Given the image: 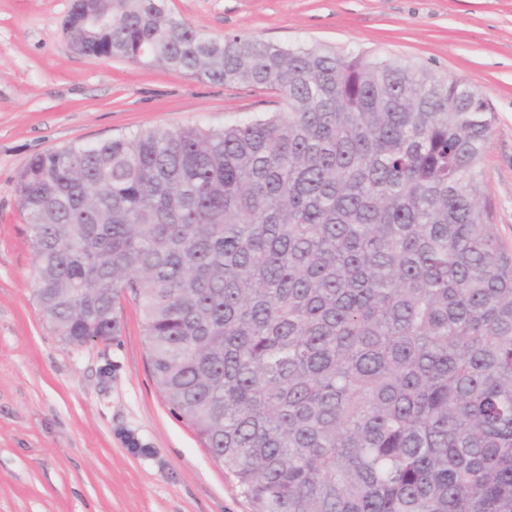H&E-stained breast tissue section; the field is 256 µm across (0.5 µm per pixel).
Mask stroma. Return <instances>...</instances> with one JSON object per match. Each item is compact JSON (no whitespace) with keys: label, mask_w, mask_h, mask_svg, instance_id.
Returning <instances> with one entry per match:
<instances>
[{"label":"stroma","mask_w":512,"mask_h":512,"mask_svg":"<svg viewBox=\"0 0 512 512\" xmlns=\"http://www.w3.org/2000/svg\"><path fill=\"white\" fill-rule=\"evenodd\" d=\"M72 0H0V512H254L176 419L148 365L138 310L111 341L67 345L31 289L17 178L38 154L152 128H220L280 97L157 65L74 52ZM209 37L247 34L402 57L465 79L495 114L484 191L512 247V0H168Z\"/></svg>","instance_id":"1"}]
</instances>
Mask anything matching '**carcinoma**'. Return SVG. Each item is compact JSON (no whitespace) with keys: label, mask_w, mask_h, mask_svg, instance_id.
Here are the masks:
<instances>
[{"label":"carcinoma","mask_w":512,"mask_h":512,"mask_svg":"<svg viewBox=\"0 0 512 512\" xmlns=\"http://www.w3.org/2000/svg\"><path fill=\"white\" fill-rule=\"evenodd\" d=\"M79 53L276 92L221 129L33 157L34 298L82 346L139 307L171 413L255 512H512V251L495 123L404 58L203 35L164 0H74Z\"/></svg>","instance_id":"carcinoma-1"}]
</instances>
